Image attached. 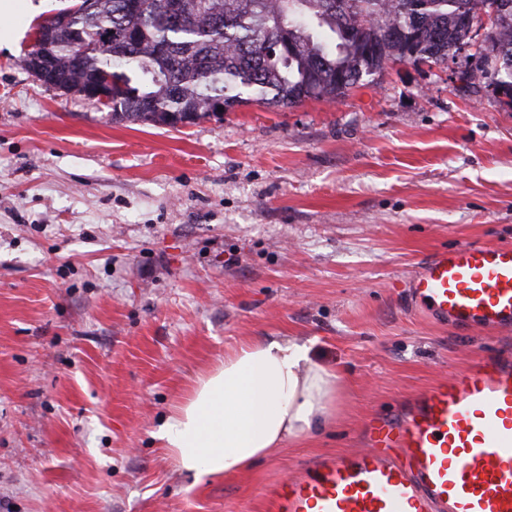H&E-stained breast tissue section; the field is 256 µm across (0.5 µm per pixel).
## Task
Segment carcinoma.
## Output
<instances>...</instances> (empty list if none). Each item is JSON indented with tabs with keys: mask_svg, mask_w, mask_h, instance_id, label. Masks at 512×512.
<instances>
[{
	"mask_svg": "<svg viewBox=\"0 0 512 512\" xmlns=\"http://www.w3.org/2000/svg\"><path fill=\"white\" fill-rule=\"evenodd\" d=\"M88 2L43 29L42 57L19 64L35 76L48 59L45 82L67 93L111 75L116 123L176 128L216 117L218 104L336 102L392 61L446 64L471 46L468 84L485 80L512 104V0L480 41L473 20L487 0H183L180 21L172 0H145L140 17L131 0Z\"/></svg>",
	"mask_w": 512,
	"mask_h": 512,
	"instance_id": "obj_1",
	"label": "carcinoma"
}]
</instances>
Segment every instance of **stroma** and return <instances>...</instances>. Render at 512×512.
<instances>
[{
    "label": "stroma",
    "instance_id": "1",
    "mask_svg": "<svg viewBox=\"0 0 512 512\" xmlns=\"http://www.w3.org/2000/svg\"><path fill=\"white\" fill-rule=\"evenodd\" d=\"M59 0H17L0 50V512H263L298 466L512 350L408 309L399 279L463 242L512 247V105L448 65L389 64L334 103L173 130L19 66ZM247 336L312 341L348 382L322 433L194 477L155 438Z\"/></svg>",
    "mask_w": 512,
    "mask_h": 512
}]
</instances>
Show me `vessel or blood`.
<instances>
[{"instance_id":"1","label":"vessel or blood","mask_w":512,"mask_h":512,"mask_svg":"<svg viewBox=\"0 0 512 512\" xmlns=\"http://www.w3.org/2000/svg\"><path fill=\"white\" fill-rule=\"evenodd\" d=\"M403 283L414 311L459 334L512 328L511 247L444 248ZM365 437L275 481L266 512H512V353H473Z\"/></svg>"}]
</instances>
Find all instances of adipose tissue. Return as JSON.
Instances as JSON below:
<instances>
[{
	"mask_svg": "<svg viewBox=\"0 0 512 512\" xmlns=\"http://www.w3.org/2000/svg\"><path fill=\"white\" fill-rule=\"evenodd\" d=\"M307 342L244 338L200 376L156 434L179 470L231 475L327 427L341 376Z\"/></svg>",
	"mask_w": 512,
	"mask_h": 512,
	"instance_id": "1",
	"label": "adipose tissue"
}]
</instances>
